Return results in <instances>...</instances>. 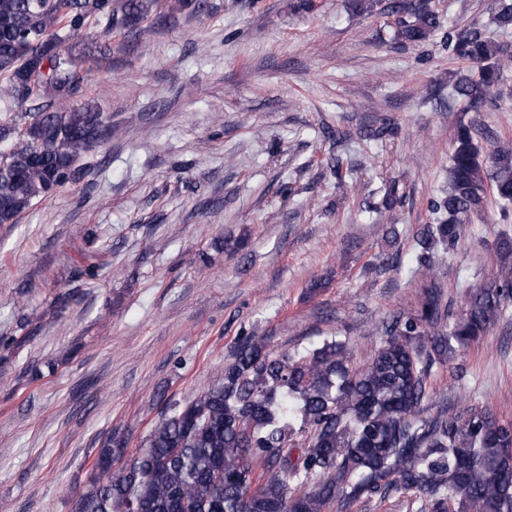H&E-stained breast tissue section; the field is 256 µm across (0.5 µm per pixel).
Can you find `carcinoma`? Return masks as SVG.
<instances>
[{"mask_svg":"<svg viewBox=\"0 0 512 512\" xmlns=\"http://www.w3.org/2000/svg\"><path fill=\"white\" fill-rule=\"evenodd\" d=\"M159 8L160 0H0V98L29 105L20 119L0 120V224L64 186L80 157L112 137V123L77 100L76 60L112 58L109 44L92 54L84 30H132ZM395 9L410 15L397 23V41H423L440 27L427 4L398 0ZM493 22L512 29V0H497ZM448 50L476 67L452 83L473 108L512 68V53L477 24L448 32ZM477 135L458 127L448 191L430 202L441 218L416 234L425 275L488 198L512 204V141L484 156ZM497 252L505 262L468 290L453 321L432 283L416 310L382 325L385 339L361 365L334 334L280 353L265 336L243 337L217 382L167 400L132 460L121 462L128 435L104 437L75 512H327L334 503L345 512L396 492L417 494L421 512H512V420L487 407L429 415L426 406L434 368L478 343L512 304V239Z\"/></svg>","mask_w":512,"mask_h":512,"instance_id":"obj_1","label":"carcinoma"}]
</instances>
